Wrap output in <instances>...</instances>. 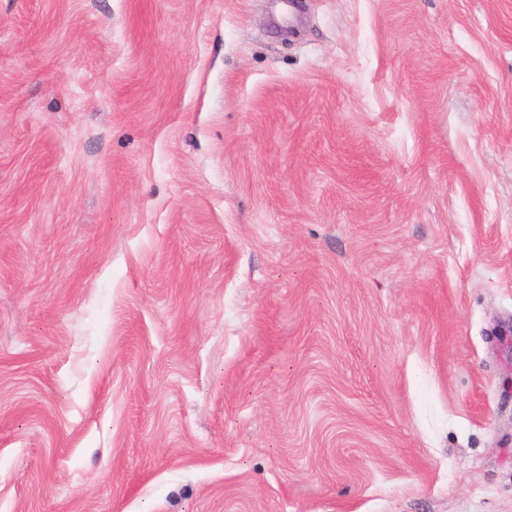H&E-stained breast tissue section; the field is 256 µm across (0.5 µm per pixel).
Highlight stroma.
<instances>
[{
  "mask_svg": "<svg viewBox=\"0 0 512 512\" xmlns=\"http://www.w3.org/2000/svg\"><path fill=\"white\" fill-rule=\"evenodd\" d=\"M0 512H512V0H0Z\"/></svg>",
  "mask_w": 512,
  "mask_h": 512,
  "instance_id": "1",
  "label": "stroma"
}]
</instances>
